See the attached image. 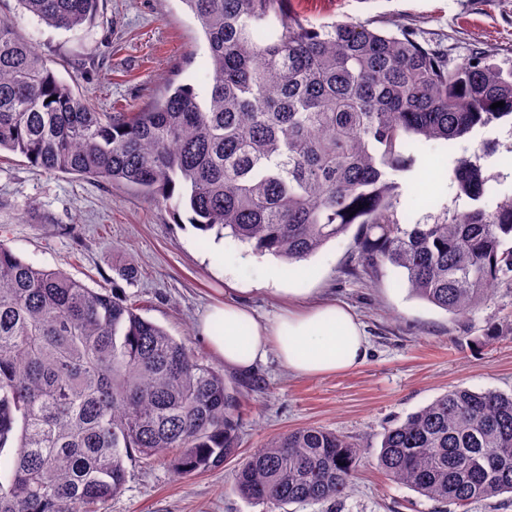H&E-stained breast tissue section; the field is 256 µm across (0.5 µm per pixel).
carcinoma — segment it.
Returning <instances> with one entry per match:
<instances>
[{
	"mask_svg": "<svg viewBox=\"0 0 512 512\" xmlns=\"http://www.w3.org/2000/svg\"><path fill=\"white\" fill-rule=\"evenodd\" d=\"M18 2L73 33L99 12V0ZM183 2L205 36L207 97L170 80L137 112L93 109L0 17V152L175 197L197 229L288 264L356 224L363 269L400 270L412 296L451 314L512 287V193L481 164L498 141L455 160L457 203L442 217L403 224L398 213V178L415 164L406 143L512 125V68L484 51L454 62L395 20L316 26L290 0ZM240 408L224 375L124 290L37 268L0 240V512H99L142 460L184 476L220 467L238 449ZM364 455L336 432L294 429L253 452L235 491L270 512L332 504ZM374 463L459 507L512 494V393L438 396L387 429Z\"/></svg>",
	"mask_w": 512,
	"mask_h": 512,
	"instance_id": "carcinoma-1",
	"label": "carcinoma"
}]
</instances>
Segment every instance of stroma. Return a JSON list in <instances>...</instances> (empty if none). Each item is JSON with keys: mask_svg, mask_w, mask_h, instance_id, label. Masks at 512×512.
Listing matches in <instances>:
<instances>
[{"mask_svg": "<svg viewBox=\"0 0 512 512\" xmlns=\"http://www.w3.org/2000/svg\"><path fill=\"white\" fill-rule=\"evenodd\" d=\"M297 12L320 23L332 19H396L419 41L447 48L462 61L482 50L512 66V0H292ZM11 19L59 77L75 83L99 112H133L163 94L167 80L194 85L207 49L200 26L182 0H101L98 17L80 38L24 13L17 0H0ZM501 143L484 163L500 175L512 159V126L475 132L453 150L411 145L415 169L428 173L425 192L403 191L402 222H426L453 206V162L482 137ZM0 239L34 266L62 269L92 288H108L124 264L137 269L125 283L143 317L185 339L198 357L222 371L242 400L239 448L223 466L177 475L156 460L132 466L124 492L103 512H267L234 489L247 457L269 438L318 426L378 451L385 430L458 386L512 392V288L497 287L467 315H453L409 295L394 268L352 274L355 230L309 257L310 275L289 274L302 298L343 302L363 322L371 344L367 361L334 375L294 376L276 358L239 374L224 367L199 334L209 306L225 287L257 313L277 312L282 294L266 288L267 256L215 232H202L177 212L135 187L109 180L47 174L18 154H0ZM281 512H459L428 499L361 462L351 490L334 504H290Z\"/></svg>", "mask_w": 512, "mask_h": 512, "instance_id": "35a3bbf8", "label": "stroma"}]
</instances>
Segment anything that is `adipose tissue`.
I'll list each match as a JSON object with an SVG mask.
<instances>
[{"label": "adipose tissue", "mask_w": 512, "mask_h": 512, "mask_svg": "<svg viewBox=\"0 0 512 512\" xmlns=\"http://www.w3.org/2000/svg\"><path fill=\"white\" fill-rule=\"evenodd\" d=\"M200 332L226 368L247 374L275 353L301 377H323L360 366L368 355L366 331L351 308L337 301L288 304L271 319L234 299L210 308Z\"/></svg>", "instance_id": "adipose-tissue-1"}]
</instances>
